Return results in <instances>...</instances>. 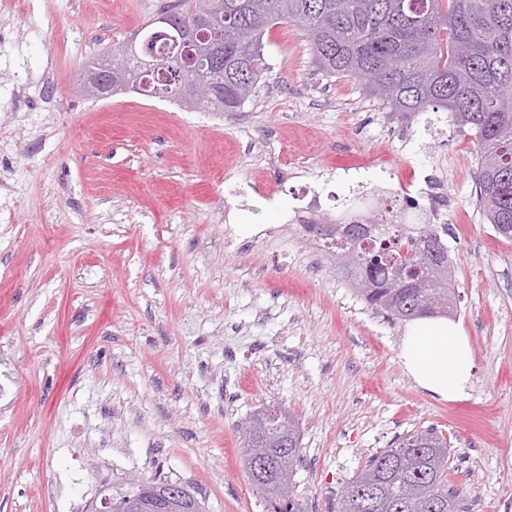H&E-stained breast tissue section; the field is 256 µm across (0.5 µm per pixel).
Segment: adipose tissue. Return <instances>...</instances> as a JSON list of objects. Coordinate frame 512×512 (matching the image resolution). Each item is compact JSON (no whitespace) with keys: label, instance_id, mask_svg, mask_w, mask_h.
I'll return each instance as SVG.
<instances>
[{"label":"adipose tissue","instance_id":"ef3b65f1","mask_svg":"<svg viewBox=\"0 0 512 512\" xmlns=\"http://www.w3.org/2000/svg\"><path fill=\"white\" fill-rule=\"evenodd\" d=\"M399 358L415 385L432 397L457 401L468 396L474 358L469 338L457 324L435 317L411 321Z\"/></svg>","mask_w":512,"mask_h":512}]
</instances>
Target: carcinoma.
<instances>
[{"label":"carcinoma","mask_w":512,"mask_h":512,"mask_svg":"<svg viewBox=\"0 0 512 512\" xmlns=\"http://www.w3.org/2000/svg\"><path fill=\"white\" fill-rule=\"evenodd\" d=\"M185 23L210 17L215 71L186 65L178 50L168 60L166 84L175 90L207 74L217 82L213 112H234L251 95L266 67L267 27L291 23L310 42L317 68L331 77L362 81L369 96L392 112L440 110L477 142L480 204L495 234L512 242V0H167ZM324 240L353 290L393 321L437 299L457 309L451 288L446 224H430L415 200L396 219L349 209L336 221L304 225ZM254 447L271 454L270 472L248 470L269 512H301L294 467L301 461L299 429L290 414L266 407L248 420ZM448 439L432 429L396 438L345 483L337 512H363L366 491L379 512H463L461 491L450 483ZM138 488L106 487L112 512H207L192 490L168 495L170 479Z\"/></svg>","instance_id":"cac0c4a2"}]
</instances>
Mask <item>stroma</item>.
<instances>
[{
    "label": "stroma",
    "mask_w": 512,
    "mask_h": 512,
    "mask_svg": "<svg viewBox=\"0 0 512 512\" xmlns=\"http://www.w3.org/2000/svg\"><path fill=\"white\" fill-rule=\"evenodd\" d=\"M164 2L0 0V512H86L135 476L183 482L208 512H268L238 427L269 405L299 423L304 512H336L370 457L429 428L469 512H512V243L479 203L470 133L322 74L289 23L265 30L266 77L234 112L77 93ZM417 180L440 188L475 361L455 402L415 385L405 324L299 229L259 235L307 189L333 219L375 192L399 209ZM263 181L275 203L257 214L233 188Z\"/></svg>",
    "instance_id": "35a3bbf8"
}]
</instances>
